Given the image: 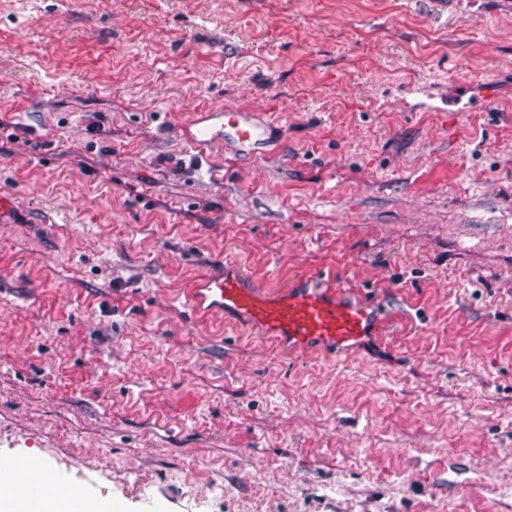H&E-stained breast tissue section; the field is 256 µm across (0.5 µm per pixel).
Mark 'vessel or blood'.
I'll list each match as a JSON object with an SVG mask.
<instances>
[{
  "mask_svg": "<svg viewBox=\"0 0 512 512\" xmlns=\"http://www.w3.org/2000/svg\"><path fill=\"white\" fill-rule=\"evenodd\" d=\"M274 126L267 113L227 108L203 113L192 135L201 148L216 142L252 151L269 146ZM188 304L196 316H235L265 327L283 347H335L363 344L377 329V315L366 302L343 297L333 274L317 272L286 283L276 294L251 286L241 267L224 268L200 278L190 289ZM12 470L21 471L45 487L55 485L49 463L23 458Z\"/></svg>",
  "mask_w": 512,
  "mask_h": 512,
  "instance_id": "vessel-or-blood-1",
  "label": "vessel or blood"
}]
</instances>
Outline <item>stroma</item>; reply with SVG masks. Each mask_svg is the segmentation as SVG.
<instances>
[{
	"label": "stroma",
	"instance_id": "35a3bbf8",
	"mask_svg": "<svg viewBox=\"0 0 512 512\" xmlns=\"http://www.w3.org/2000/svg\"><path fill=\"white\" fill-rule=\"evenodd\" d=\"M258 108L280 149H195ZM0 463L119 512H512V6L0 0ZM329 269L287 354L187 292ZM341 288L334 274L319 271L271 295L251 286L239 265L224 266L200 278L187 302L198 317L231 315L259 324L288 349H349L376 333L377 315L369 303L344 298Z\"/></svg>",
	"mask_w": 512,
	"mask_h": 512
}]
</instances>
